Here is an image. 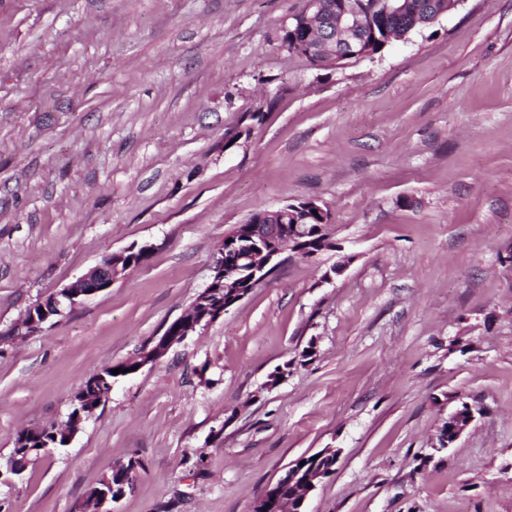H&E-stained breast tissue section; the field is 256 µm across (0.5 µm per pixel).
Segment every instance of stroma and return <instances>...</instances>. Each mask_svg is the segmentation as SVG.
Returning <instances> with one entry per match:
<instances>
[{"instance_id":"1","label":"stroma","mask_w":512,"mask_h":512,"mask_svg":"<svg viewBox=\"0 0 512 512\" xmlns=\"http://www.w3.org/2000/svg\"><path fill=\"white\" fill-rule=\"evenodd\" d=\"M302 5L0 0V462L161 336L255 212L316 200L338 245L282 255L116 381L68 447L0 485L10 512H73L131 459L114 512H251L325 448L307 512H512V0H463L327 69L276 39ZM133 245L143 264L14 335ZM462 401L479 414L439 448ZM139 252L142 255H146L149 252V248L144 246L136 252L131 250L122 254H107L85 274L78 277L76 281L51 293L49 309L45 305L46 298L40 301L42 306L38 314L32 311V316L28 321V335L39 332L44 324L56 317L64 316L67 310L71 311L87 298L111 288L112 281L126 271H122L121 266L123 267V264L120 266L121 261H113V257L123 259L127 254H138ZM136 357H131L125 361L113 364L90 376L79 388V391L77 392L78 397L87 399L94 406L104 403L107 400L106 393L110 389L108 384L114 383L118 378L126 377L135 373L133 367H136V363L133 362V360ZM117 368L129 369V372L112 374L111 370Z\"/></svg>"}]
</instances>
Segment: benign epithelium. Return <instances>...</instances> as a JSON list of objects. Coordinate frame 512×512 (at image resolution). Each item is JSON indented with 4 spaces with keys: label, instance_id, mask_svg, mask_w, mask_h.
Masks as SVG:
<instances>
[{
    "label": "benign epithelium",
    "instance_id": "7a95c632",
    "mask_svg": "<svg viewBox=\"0 0 512 512\" xmlns=\"http://www.w3.org/2000/svg\"><path fill=\"white\" fill-rule=\"evenodd\" d=\"M333 13L339 21L326 29L325 41L331 46L330 58L336 54L346 58L364 57L373 54L367 49L359 31L360 12L342 5L336 9V3L326 5L322 0H307L304 7L288 17L285 27L288 33L308 24L320 14ZM319 218V231L322 234L321 245L331 244L328 227L331 220L324 208L314 200L300 199L284 204L270 212H263L254 219L237 225L236 249L242 251L238 258L224 259V247H219L211 266V280L224 283V300H219L215 289L206 287L193 301L196 313L188 319L179 321L173 328L164 331L158 340L145 347V362H155L165 356L176 344L197 328L204 326L224 315L229 308L242 300L252 288L264 282L275 268L274 261L290 249L302 257H313L318 251L309 246L307 232L299 229L304 221ZM114 254H107L76 281L51 293L49 306H41L39 312L32 314L28 321L29 333L34 334L42 326L56 317H62L84 300L112 287V281L122 273L120 263L113 260ZM139 467L134 461L114 474L103 479L96 492L95 507L92 512H112V503L121 499L126 488L131 485V475ZM324 478V472H305L303 468L288 470V485L302 488V495L290 512H303L304 503L316 488V481Z\"/></svg>",
    "mask_w": 512,
    "mask_h": 512
}]
</instances>
